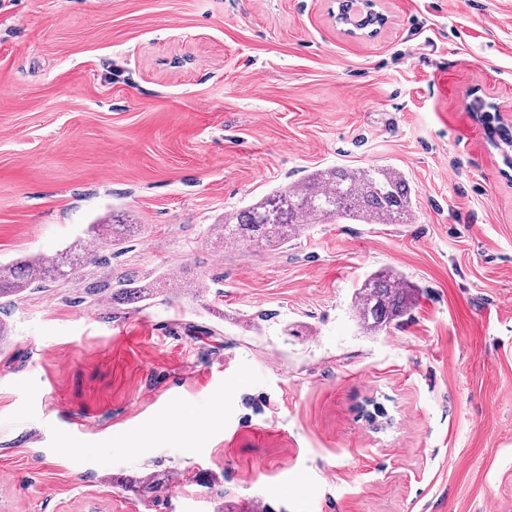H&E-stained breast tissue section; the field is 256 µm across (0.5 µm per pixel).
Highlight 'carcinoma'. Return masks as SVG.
<instances>
[{
    "label": "carcinoma",
    "mask_w": 512,
    "mask_h": 512,
    "mask_svg": "<svg viewBox=\"0 0 512 512\" xmlns=\"http://www.w3.org/2000/svg\"><path fill=\"white\" fill-rule=\"evenodd\" d=\"M415 190L400 170L372 165L358 169H318L303 180L274 190L246 209L227 214L215 225L220 247L281 248L307 224L350 220L361 224H406L413 212ZM134 224L97 220L88 232L113 246L125 242ZM88 243L79 240L53 256L30 255L0 262V300L21 297L28 289L65 280L83 269ZM155 284L125 278L112 289V299L148 301ZM416 290L402 274L387 270L367 277L356 290L353 306L358 325L378 334L415 306Z\"/></svg>",
    "instance_id": "1"
}]
</instances>
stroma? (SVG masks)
<instances>
[{
	"label": "stroma",
	"mask_w": 512,
	"mask_h": 512,
	"mask_svg": "<svg viewBox=\"0 0 512 512\" xmlns=\"http://www.w3.org/2000/svg\"><path fill=\"white\" fill-rule=\"evenodd\" d=\"M335 8L0 0V261L138 226L0 304V512H512V0H380L361 38ZM368 165L409 223L217 250L224 215ZM385 267L418 295L372 335ZM172 272L206 291L112 299ZM137 227V224H123L113 220L108 224L104 220H97L89 224L88 232L93 234L98 240L110 243L112 246L120 245L125 242L126 236ZM416 290L402 274L387 270L371 274L356 290L353 306L358 325L378 334L415 306ZM156 289L155 283H145L133 277L125 278L119 280L117 286L112 289V299L130 303L144 302L151 299Z\"/></svg>",
	"instance_id": "stroma-1"
}]
</instances>
